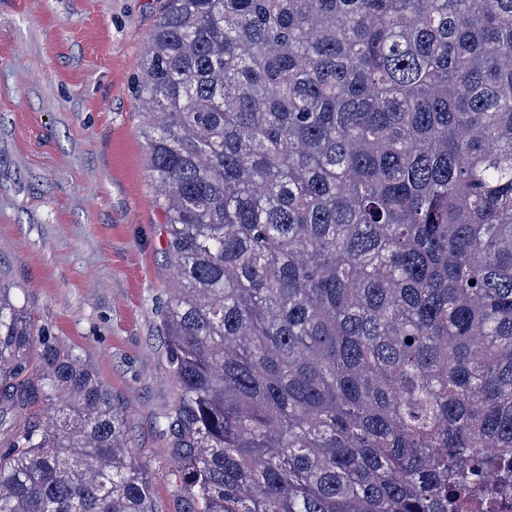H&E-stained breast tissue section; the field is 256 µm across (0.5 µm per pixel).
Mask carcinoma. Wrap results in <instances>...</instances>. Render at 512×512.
Masks as SVG:
<instances>
[{
	"label": "carcinoma",
	"mask_w": 512,
	"mask_h": 512,
	"mask_svg": "<svg viewBox=\"0 0 512 512\" xmlns=\"http://www.w3.org/2000/svg\"><path fill=\"white\" fill-rule=\"evenodd\" d=\"M136 96L188 512L511 500L512 0H165ZM127 430L0 282V512H159Z\"/></svg>",
	"instance_id": "1"
}]
</instances>
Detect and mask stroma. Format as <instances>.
Returning <instances> with one entry per match:
<instances>
[{
	"label": "stroma",
	"mask_w": 512,
	"mask_h": 512,
	"mask_svg": "<svg viewBox=\"0 0 512 512\" xmlns=\"http://www.w3.org/2000/svg\"><path fill=\"white\" fill-rule=\"evenodd\" d=\"M163 0H0V281L87 360L130 421L161 512H187L157 311L173 291L140 135Z\"/></svg>",
	"instance_id": "1"
}]
</instances>
